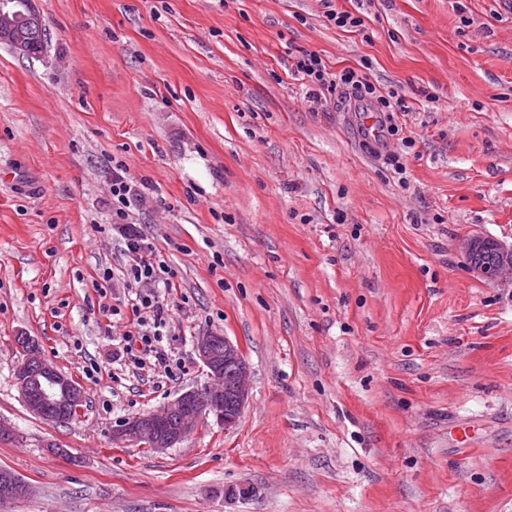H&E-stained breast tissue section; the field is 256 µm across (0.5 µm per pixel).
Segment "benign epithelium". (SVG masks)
Returning a JSON list of instances; mask_svg holds the SVG:
<instances>
[{"instance_id": "1", "label": "benign epithelium", "mask_w": 512, "mask_h": 512, "mask_svg": "<svg viewBox=\"0 0 512 512\" xmlns=\"http://www.w3.org/2000/svg\"><path fill=\"white\" fill-rule=\"evenodd\" d=\"M36 0H0V44L19 54L26 46L18 40L16 29L22 24H41ZM497 264L475 271L491 283L512 281V250L496 246ZM198 359L207 368L209 383L190 389L161 408L122 421L112 430V441L132 442L155 451H164L183 442L200 421L213 416L229 429L234 427L246 405L250 389V368L239 345L212 331L195 336ZM21 399L32 415L54 422L71 406L84 399L82 387L48 362L37 344L28 349V359L16 370Z\"/></svg>"}]
</instances>
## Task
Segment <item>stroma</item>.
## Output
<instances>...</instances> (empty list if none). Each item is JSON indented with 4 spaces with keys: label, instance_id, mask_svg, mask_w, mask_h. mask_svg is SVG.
Wrapping results in <instances>:
<instances>
[{
    "label": "stroma",
    "instance_id": "35a3bbf8",
    "mask_svg": "<svg viewBox=\"0 0 512 512\" xmlns=\"http://www.w3.org/2000/svg\"><path fill=\"white\" fill-rule=\"evenodd\" d=\"M36 57L0 45V512H512V282L465 240L512 248V9L503 0H38ZM361 10L347 32L328 7ZM404 96L407 182L360 102L307 100L300 52ZM127 212L171 267L166 364L137 370L112 230ZM110 269L106 295L95 288ZM117 307V315L104 306ZM251 370L232 429L116 444L120 420L208 376L201 331ZM31 336L86 393L31 415Z\"/></svg>",
    "mask_w": 512,
    "mask_h": 512
}]
</instances>
